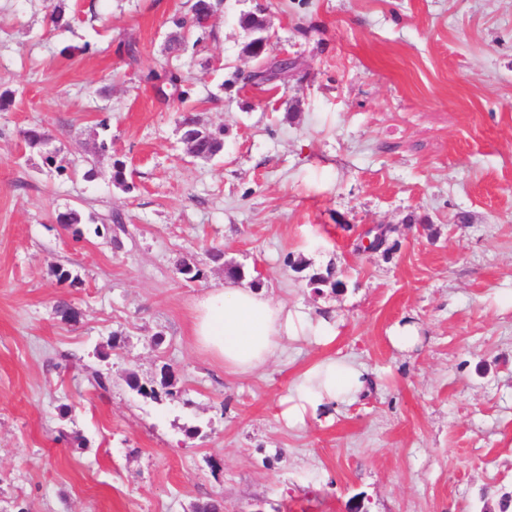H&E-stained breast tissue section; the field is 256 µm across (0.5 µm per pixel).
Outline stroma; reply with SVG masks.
Returning <instances> with one entry per match:
<instances>
[{
    "label": "stroma",
    "mask_w": 512,
    "mask_h": 512,
    "mask_svg": "<svg viewBox=\"0 0 512 512\" xmlns=\"http://www.w3.org/2000/svg\"><path fill=\"white\" fill-rule=\"evenodd\" d=\"M193 3L0 0V512H512V0H222L173 57ZM256 12L298 68L266 93L232 78L256 66ZM174 64L190 97L163 102L144 76ZM187 114L220 154L187 153ZM372 224L389 253L355 252ZM229 265L334 341L226 372L192 327ZM331 266L343 287L309 286ZM327 357L363 364L366 390L286 427L281 399Z\"/></svg>",
    "instance_id": "obj_1"
}]
</instances>
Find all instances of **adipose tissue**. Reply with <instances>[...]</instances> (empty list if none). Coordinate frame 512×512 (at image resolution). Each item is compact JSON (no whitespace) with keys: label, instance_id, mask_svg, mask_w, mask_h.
Masks as SVG:
<instances>
[{"label":"adipose tissue","instance_id":"1","mask_svg":"<svg viewBox=\"0 0 512 512\" xmlns=\"http://www.w3.org/2000/svg\"><path fill=\"white\" fill-rule=\"evenodd\" d=\"M194 334L226 370L241 375L265 367L286 342L324 338L322 326L312 325L264 291L239 287L231 279L198 300ZM368 381L363 365L325 358L302 373L282 401L280 418L289 427L305 425L327 406L355 401Z\"/></svg>","mask_w":512,"mask_h":512}]
</instances>
